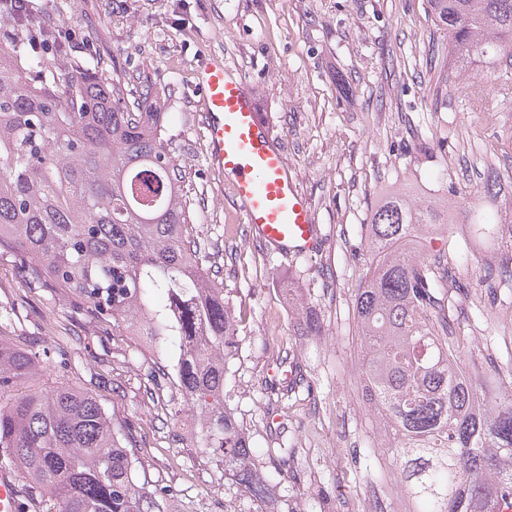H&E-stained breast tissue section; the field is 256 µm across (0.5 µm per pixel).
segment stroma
<instances>
[{"instance_id": "35a3bbf8", "label": "stroma", "mask_w": 512, "mask_h": 512, "mask_svg": "<svg viewBox=\"0 0 512 512\" xmlns=\"http://www.w3.org/2000/svg\"><path fill=\"white\" fill-rule=\"evenodd\" d=\"M52 31L73 30L65 54L45 50L54 80L74 65L117 71L127 101L159 94L165 138L181 166L194 235L239 320L227 403L261 447L288 442L294 462L277 494L278 512H368L372 487L354 449L373 448L375 424L361 402L354 299L366 272L362 226L389 192L410 185L419 202L447 198L452 215L470 190L496 174L489 202L512 222V90L486 86V63L453 71L448 39L427 0H30ZM222 58L242 79L281 143L321 236L311 256L271 251L244 224L224 174L209 165L205 107L196 89L203 59ZM456 272L467 299L454 309L466 343L487 349L496 387L512 391V281L487 288L486 266L512 268V251L472 238L456 224ZM296 288L289 299L284 287ZM324 321L320 336L296 330L300 307ZM0 341L39 343L64 361L0 398L55 388L96 394L131 426L149 480L171 486L161 512H256L224 483L186 424L178 388H154L155 353L123 324L88 316L77 295L50 287L38 264L0 243ZM299 362L309 385L270 392L281 357Z\"/></svg>"}]
</instances>
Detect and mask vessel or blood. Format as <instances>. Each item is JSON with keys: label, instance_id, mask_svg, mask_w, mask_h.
I'll return each instance as SVG.
<instances>
[{"label": "vessel or blood", "instance_id": "1", "mask_svg": "<svg viewBox=\"0 0 512 512\" xmlns=\"http://www.w3.org/2000/svg\"><path fill=\"white\" fill-rule=\"evenodd\" d=\"M206 102L210 163L230 176V186L252 234L285 256L304 255L320 243L316 218L288 173L284 153L241 81L219 60L197 72ZM22 491L0 472V512H20Z\"/></svg>", "mask_w": 512, "mask_h": 512}]
</instances>
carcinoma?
<instances>
[{
	"instance_id": "cac0c4a2",
	"label": "carcinoma",
	"mask_w": 512,
	"mask_h": 512,
	"mask_svg": "<svg viewBox=\"0 0 512 512\" xmlns=\"http://www.w3.org/2000/svg\"><path fill=\"white\" fill-rule=\"evenodd\" d=\"M427 3L457 65L498 63L497 81L512 80V0ZM43 65L26 42L0 52V241L93 318L146 337L151 381L175 382L196 413L198 447L240 495L272 502L295 449L260 465L270 449L249 440L226 403L238 321L193 239L158 98L148 88L128 104L115 72L36 83ZM495 188L488 179L466 197V223L512 247L479 212ZM408 197L387 195L365 227L368 270L354 303L362 402L408 512H502L512 500V392L471 372L475 354L450 315L449 292L463 286L447 253L430 251L450 238L448 203ZM297 329L319 336L323 321L305 313ZM49 361L46 347L0 341V397ZM130 435L80 389L20 397L0 408V468L21 471L55 512H159L168 490L140 479Z\"/></svg>"
}]
</instances>
